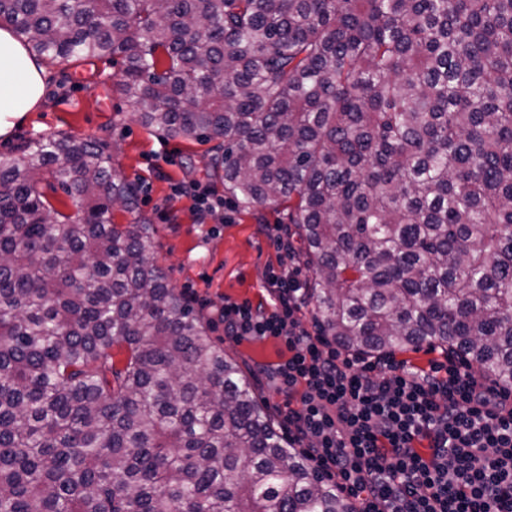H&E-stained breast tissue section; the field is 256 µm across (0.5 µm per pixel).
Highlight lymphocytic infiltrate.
I'll return each instance as SVG.
<instances>
[{
  "mask_svg": "<svg viewBox=\"0 0 512 512\" xmlns=\"http://www.w3.org/2000/svg\"><path fill=\"white\" fill-rule=\"evenodd\" d=\"M267 309L225 301L224 331L282 340L271 376L299 397L292 439L350 500L349 512H512V388L465 364L366 361L302 328L296 269L270 270Z\"/></svg>",
  "mask_w": 512,
  "mask_h": 512,
  "instance_id": "obj_1",
  "label": "lymphocytic infiltrate"
}]
</instances>
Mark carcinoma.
I'll list each match as a JSON object with an SVG mask.
<instances>
[{
  "instance_id": "obj_1",
  "label": "carcinoma",
  "mask_w": 512,
  "mask_h": 512,
  "mask_svg": "<svg viewBox=\"0 0 512 512\" xmlns=\"http://www.w3.org/2000/svg\"><path fill=\"white\" fill-rule=\"evenodd\" d=\"M2 22L121 64L145 127L217 142L240 210L286 205L321 335L512 386V0H0ZM137 191L103 141L0 154V512H348L169 288Z\"/></svg>"
}]
</instances>
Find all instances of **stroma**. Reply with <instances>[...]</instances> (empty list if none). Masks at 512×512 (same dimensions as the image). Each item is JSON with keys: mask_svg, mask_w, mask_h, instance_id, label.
<instances>
[{"mask_svg": "<svg viewBox=\"0 0 512 512\" xmlns=\"http://www.w3.org/2000/svg\"><path fill=\"white\" fill-rule=\"evenodd\" d=\"M44 95L35 110L17 119L0 137V153L22 142L60 133L101 139L112 150L117 174L138 187L136 214L154 225L153 254L170 287L191 300L210 322L213 341L244 367L257 371V394L283 420L285 399L272 387L266 368L288 351L277 339L236 341L224 334L219 309L224 301L267 306L265 273L278 266L286 250L300 252L288 236V221L279 205L248 212L224 201V189L211 183L221 206L201 213L192 195L173 197L172 187L206 181L207 147L168 137L143 127L135 106L112 86L119 68L99 61L45 63ZM288 238L289 249L279 241Z\"/></svg>", "mask_w": 512, "mask_h": 512, "instance_id": "35a3bbf8", "label": "stroma"}]
</instances>
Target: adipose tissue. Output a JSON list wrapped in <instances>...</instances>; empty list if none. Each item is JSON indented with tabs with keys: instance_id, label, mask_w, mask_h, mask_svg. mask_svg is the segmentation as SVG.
<instances>
[{
	"instance_id": "ef3b65f1",
	"label": "adipose tissue",
	"mask_w": 512,
	"mask_h": 512,
	"mask_svg": "<svg viewBox=\"0 0 512 512\" xmlns=\"http://www.w3.org/2000/svg\"><path fill=\"white\" fill-rule=\"evenodd\" d=\"M44 69L30 55L23 37L12 28H0V136L15 119L32 111L44 93Z\"/></svg>"
}]
</instances>
